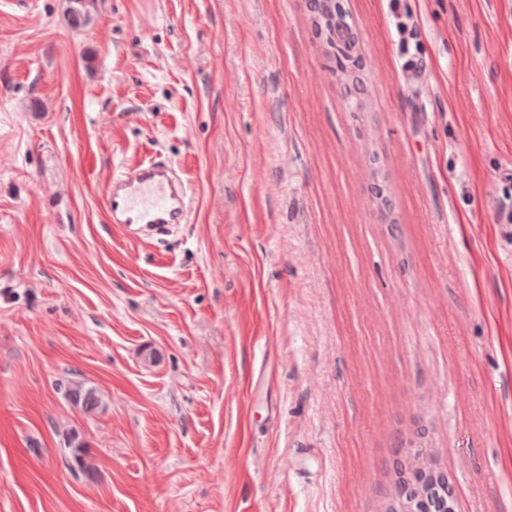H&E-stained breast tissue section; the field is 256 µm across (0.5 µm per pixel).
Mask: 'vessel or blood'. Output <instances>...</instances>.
Returning a JSON list of instances; mask_svg holds the SVG:
<instances>
[{"mask_svg": "<svg viewBox=\"0 0 512 512\" xmlns=\"http://www.w3.org/2000/svg\"><path fill=\"white\" fill-rule=\"evenodd\" d=\"M104 209L111 223L138 224L150 231L188 221L191 199L182 182L155 157L137 161L110 182L104 192Z\"/></svg>", "mask_w": 512, "mask_h": 512, "instance_id": "1", "label": "vessel or blood"}]
</instances>
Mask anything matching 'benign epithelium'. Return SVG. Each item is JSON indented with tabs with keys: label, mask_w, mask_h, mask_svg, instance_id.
I'll use <instances>...</instances> for the list:
<instances>
[{
	"label": "benign epithelium",
	"mask_w": 512,
	"mask_h": 512,
	"mask_svg": "<svg viewBox=\"0 0 512 512\" xmlns=\"http://www.w3.org/2000/svg\"><path fill=\"white\" fill-rule=\"evenodd\" d=\"M386 512H457L448 474L429 464L400 465L399 478Z\"/></svg>",
	"instance_id": "obj_1"
}]
</instances>
